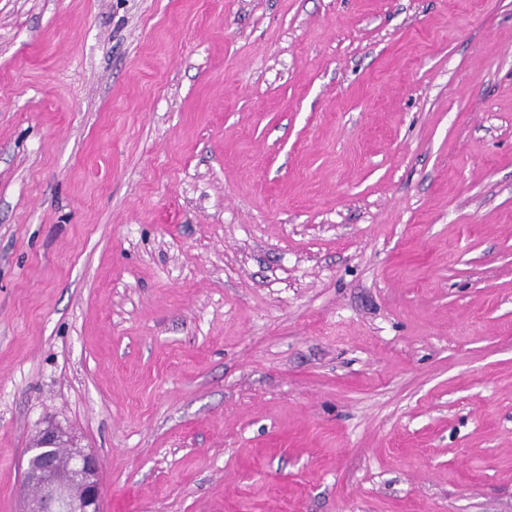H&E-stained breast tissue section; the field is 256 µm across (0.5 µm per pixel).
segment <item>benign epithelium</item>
Segmentation results:
<instances>
[{"label":"benign epithelium","mask_w":512,"mask_h":512,"mask_svg":"<svg viewBox=\"0 0 512 512\" xmlns=\"http://www.w3.org/2000/svg\"><path fill=\"white\" fill-rule=\"evenodd\" d=\"M61 451L69 457L64 469L58 467ZM27 452L32 463L26 484L41 493L32 512H100L99 461L94 453L78 447L57 425L42 429Z\"/></svg>","instance_id":"7a95c632"}]
</instances>
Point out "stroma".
I'll use <instances>...</instances> for the list:
<instances>
[{
	"label": "stroma",
	"instance_id": "stroma-1",
	"mask_svg": "<svg viewBox=\"0 0 512 512\" xmlns=\"http://www.w3.org/2000/svg\"><path fill=\"white\" fill-rule=\"evenodd\" d=\"M512 512V0H0V512ZM60 451L69 457L64 469L58 467ZM27 452L33 462L26 484L40 491L41 500L26 512H100L99 461L93 452L78 447L57 425L42 429Z\"/></svg>",
	"mask_w": 512,
	"mask_h": 512
}]
</instances>
